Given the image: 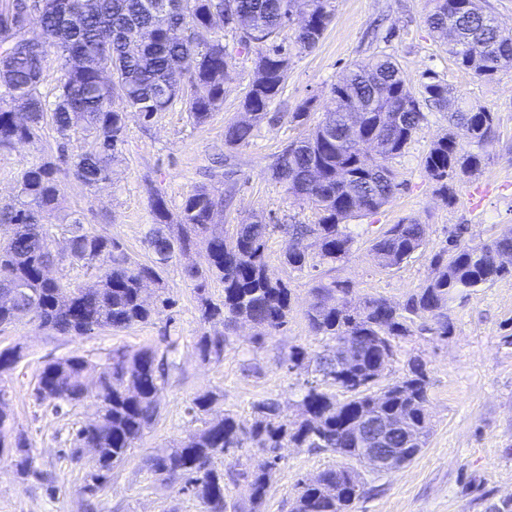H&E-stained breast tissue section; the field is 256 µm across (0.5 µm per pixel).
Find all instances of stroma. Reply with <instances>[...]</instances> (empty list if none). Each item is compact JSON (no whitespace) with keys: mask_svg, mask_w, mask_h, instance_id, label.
<instances>
[{"mask_svg":"<svg viewBox=\"0 0 512 512\" xmlns=\"http://www.w3.org/2000/svg\"><path fill=\"white\" fill-rule=\"evenodd\" d=\"M333 4V19L313 50L296 47L293 29L280 33L292 65L281 96L270 107L279 120L257 124L249 145L224 143L225 126L247 117L242 102L255 77L254 52L244 50L237 36L228 33L224 43L235 62L224 82V104L206 124L193 125L181 106L160 113L147 126L132 113L110 181L93 191L71 170L61 169L63 213L112 236L143 261L145 237L154 222L150 192L161 194L169 210L179 212L185 198L199 187L222 193L223 165L231 163L236 187L224 204V226L233 228L252 214L263 215L273 224L266 243L269 274L287 282L291 310L287 324L276 335L260 338L253 329H237L223 361H203L197 342L208 326L184 273L187 265H206V251L200 246L174 258L165 270L163 284L173 305L159 309L150 322L80 338L27 320L0 325V349H21L15 368L0 379L9 389L15 426L33 446L34 468L55 477L48 488L35 479L19 477L9 458L0 459V512H200L191 492L175 486L156 488L142 468L146 458L191 430L190 400L216 392L214 413L230 412L242 420L250 419L254 404L266 399L294 409L301 383L288 372L285 361L293 347L310 352L319 347L305 317L316 273L295 271L284 264L288 239L279 226L292 220L311 224L315 215L310 205L286 194L272 179L271 167L288 142L301 134L288 122V113L310 98L314 115H321L331 104L332 85L352 63L368 62L378 51L391 54L413 91H421L427 74H436L461 101L495 112L497 126L481 147L483 166L457 182L456 199L449 204L435 194L421 165L432 142L448 128L445 113L429 111L405 153L391 162L401 189L379 213L350 220L354 252L329 272V279L350 284L358 297H383L400 304L423 285L431 273L433 254L457 225H467L465 239L472 245L512 225V69L491 81L460 69L443 40L425 23L428 0H333ZM376 27L394 29L388 44L371 41L370 32ZM59 142L48 121L37 138L0 150V201L15 195L27 164L56 158ZM405 218L424 224L426 246L400 268L377 267L369 252L371 240ZM448 317L452 331L447 337L402 338L396 360L380 379L381 384L392 383L403 375L409 358L423 359L430 381L428 444L398 472L366 474V492L353 503L351 512H490L492 504L512 495V277L456 300ZM145 347L157 349L170 364L159 417L125 463L113 470L93 510H85L77 489L87 467L71 463L68 453L76 429L93 418L94 409L85 404L57 415L39 405L33 397L39 370L47 361L77 353L90 363L86 380L92 385L113 349L132 353ZM337 462L336 455L328 452L284 449L260 512H288L297 481Z\"/></svg>","mask_w":512,"mask_h":512,"instance_id":"obj_1","label":"stroma"}]
</instances>
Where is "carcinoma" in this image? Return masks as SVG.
I'll list each match as a JSON object with an SVG mask.
<instances>
[{
	"mask_svg": "<svg viewBox=\"0 0 512 512\" xmlns=\"http://www.w3.org/2000/svg\"><path fill=\"white\" fill-rule=\"evenodd\" d=\"M144 3L6 0L0 6V149L32 140L48 116L62 139L78 125L95 137L89 151L62 152L57 162L28 164L14 198L0 205V224L13 227L11 237L0 239V325L28 317L59 334L82 337L146 323L159 307L171 305L162 287L167 265L202 243L207 267H190L185 273L199 291L209 278L224 284L220 302L201 298L202 320L220 323L224 331L201 337L198 350L203 360L218 363L235 323H251L259 336H272L287 323L290 290L270 277L265 253L273 228L288 236L284 262L294 270L322 266L332 271L350 259L355 238L348 221L378 213L400 189L390 161L404 153L426 120L421 102L448 113L450 130L432 143L422 160L438 194L452 200L455 179L484 163L480 153L459 144L451 128L468 129L470 142L479 146L494 134L495 114L481 105L460 106L448 84L435 76L428 77L416 96L393 56L382 53L347 69L332 86L331 107L319 120L311 122V98L290 116L305 133L282 150L273 177L286 192L311 204L314 223L275 226L253 216L228 237L222 225L224 197L202 186L185 199L175 219L165 199L150 194L155 224L146 239L151 253L147 261L77 218L61 225L68 245V253H61L52 232L63 197L60 164L70 165L83 185L94 188L110 180L128 113L148 124L182 103L194 124L206 123L224 103V80L233 65L224 45L226 32L256 52V76L243 101L251 120L224 128L226 144L248 145L288 78L291 57L277 43L287 20L302 18L295 44L310 50L332 17V0H184V13L172 16L151 14ZM431 4L426 24L438 38L450 39L448 51L459 68L472 69L486 80L512 68V31H503L478 0ZM33 19L41 28V37L34 41L24 37ZM50 53L61 71L52 101L40 90L43 62ZM187 60L195 66L186 77L182 65ZM464 231L460 225L449 232L432 257L431 277L400 307L384 298L357 300L334 280L315 281L306 318L311 332L327 343L311 357L299 347L288 355V372L303 377L296 413L266 399L254 405L249 423L229 413L209 419L214 395L199 394L187 411L203 426L149 457L147 473L165 487L179 484L192 492L202 512H226V482L241 485L249 512H259L280 462L276 449L330 452L343 463L322 470L312 485L298 482L290 512H349L365 493L354 466L357 445L350 439L365 409L373 407L387 420L403 417V426L387 444L399 449L403 461L411 462L430 435L429 378L422 360H409L404 376L378 387L390 364L387 357L396 355V339L415 332L448 335L452 302L512 276V265L498 261L503 255L512 257V226L475 246L465 243ZM425 242V226L402 219L371 241L370 252L378 267L394 268ZM65 264L94 271L96 280L87 288L45 276L46 269ZM146 279L155 285L149 293L143 291ZM20 358L17 348L1 349L0 377ZM87 366L79 354L44 364L34 397L57 414L87 402L95 407L92 427L83 425L75 434V442L88 439L99 448L100 466L79 488V495L93 498L157 420L165 368L154 348L133 353L114 349L96 390L85 395ZM242 448L260 451L249 469L226 472L216 466L217 459ZM7 449L20 474H29L32 446L14 433L7 388L1 384V457Z\"/></svg>",
	"mask_w": 512,
	"mask_h": 512,
	"instance_id": "obj_1",
	"label": "carcinoma"
}]
</instances>
